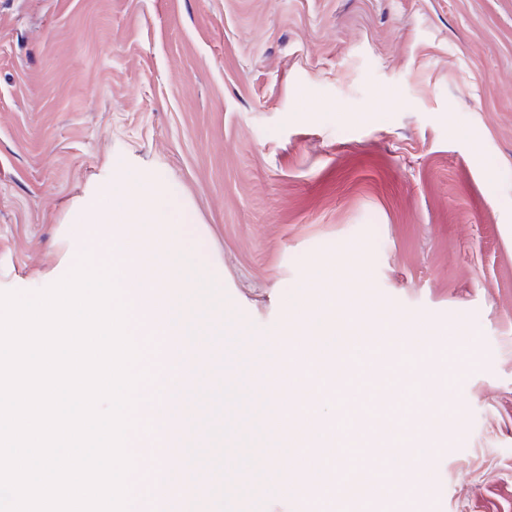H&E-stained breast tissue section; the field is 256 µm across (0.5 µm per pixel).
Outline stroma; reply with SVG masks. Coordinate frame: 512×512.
I'll return each instance as SVG.
<instances>
[{"instance_id":"stroma-1","label":"stroma","mask_w":512,"mask_h":512,"mask_svg":"<svg viewBox=\"0 0 512 512\" xmlns=\"http://www.w3.org/2000/svg\"><path fill=\"white\" fill-rule=\"evenodd\" d=\"M114 160L169 177L258 332L332 264L413 330L460 324L428 512H512V0H0L1 292L67 260ZM201 427L219 512L229 424Z\"/></svg>"}]
</instances>
